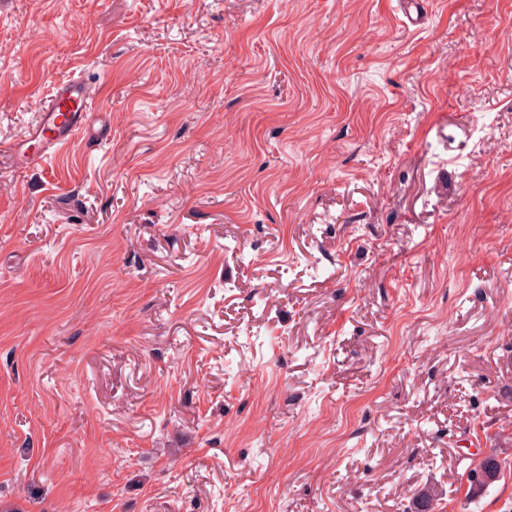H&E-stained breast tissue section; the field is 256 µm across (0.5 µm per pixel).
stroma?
Returning <instances> with one entry per match:
<instances>
[{
    "instance_id": "1",
    "label": "stroma",
    "mask_w": 512,
    "mask_h": 512,
    "mask_svg": "<svg viewBox=\"0 0 512 512\" xmlns=\"http://www.w3.org/2000/svg\"><path fill=\"white\" fill-rule=\"evenodd\" d=\"M0 0V512H512V0ZM504 474L471 497L469 465ZM93 100L92 89L81 79L58 84L24 135L0 149V161L6 157L15 167L37 165L78 135L98 146L104 134L87 123Z\"/></svg>"
}]
</instances>
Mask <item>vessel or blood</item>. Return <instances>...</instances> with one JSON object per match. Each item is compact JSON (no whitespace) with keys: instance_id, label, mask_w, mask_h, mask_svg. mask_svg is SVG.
Segmentation results:
<instances>
[{"instance_id":"obj_1","label":"vessel or blood","mask_w":512,"mask_h":512,"mask_svg":"<svg viewBox=\"0 0 512 512\" xmlns=\"http://www.w3.org/2000/svg\"><path fill=\"white\" fill-rule=\"evenodd\" d=\"M93 100V91L83 80L58 84L24 135L0 149V158H8L16 167L37 165L68 145L74 137L100 143L102 132L94 130L88 122Z\"/></svg>"}]
</instances>
